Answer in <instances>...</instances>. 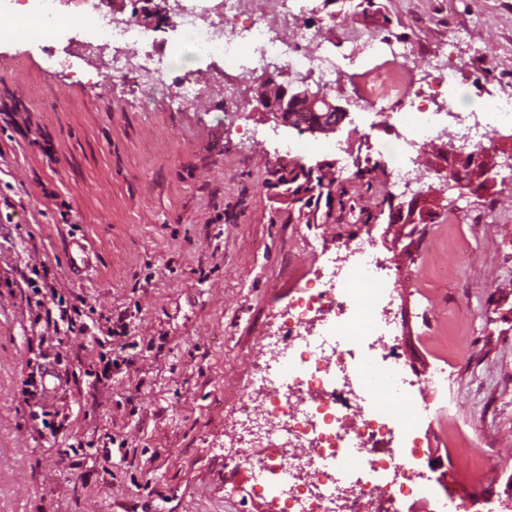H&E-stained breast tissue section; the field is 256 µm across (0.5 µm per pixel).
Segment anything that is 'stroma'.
<instances>
[{
  "instance_id": "obj_1",
  "label": "stroma",
  "mask_w": 512,
  "mask_h": 512,
  "mask_svg": "<svg viewBox=\"0 0 512 512\" xmlns=\"http://www.w3.org/2000/svg\"><path fill=\"white\" fill-rule=\"evenodd\" d=\"M329 19L330 46L358 58L330 96L346 114L329 133L258 108L260 75L242 78L238 122L225 121L216 82L203 108L172 112L160 98L145 112L140 88L102 59L61 66L44 39L0 43V57L25 66L0 67V102L30 120L28 135L0 133V512H276L224 452L239 436L229 396L264 366L319 251L357 237L374 240L395 285L403 376H448L447 389L417 394L430 405L418 445L434 492L411 512L468 496L456 474L469 444L498 463L487 485L497 512L512 474V183L494 174L512 135L464 185L487 201L472 223H449L456 202L439 184L392 196L379 145L393 131L352 92L380 60L343 36H409L421 57L451 50L450 90L459 108L477 109L512 98V0H309L305 22ZM460 27L469 42L449 45ZM296 167L329 187L294 194L280 177ZM461 232L478 259L452 280ZM74 234L98 255L76 275L65 264ZM41 266L68 305L93 313L53 348L32 335L21 287ZM120 316L131 345L105 377L101 327ZM53 366L69 382L34 412L22 383Z\"/></svg>"
}]
</instances>
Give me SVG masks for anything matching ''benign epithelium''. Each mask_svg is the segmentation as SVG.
Listing matches in <instances>:
<instances>
[{
	"mask_svg": "<svg viewBox=\"0 0 512 512\" xmlns=\"http://www.w3.org/2000/svg\"><path fill=\"white\" fill-rule=\"evenodd\" d=\"M298 87L293 89L289 85L272 84V91L257 98L258 106L276 116V119L284 125L296 123L295 115L301 109H309L316 113L317 120L308 126L315 133L333 132L341 122L345 109L328 100L321 87L311 89L308 79L296 80ZM448 157L456 164L475 168L478 159L475 155L465 150L464 146L450 145Z\"/></svg>",
	"mask_w": 512,
	"mask_h": 512,
	"instance_id": "obj_1",
	"label": "benign epithelium"
}]
</instances>
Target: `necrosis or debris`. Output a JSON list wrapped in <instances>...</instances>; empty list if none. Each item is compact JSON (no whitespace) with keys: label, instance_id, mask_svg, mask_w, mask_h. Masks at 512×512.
I'll return each instance as SVG.
<instances>
[{"label":"necrosis or debris","instance_id":"4bbe7bcc","mask_svg":"<svg viewBox=\"0 0 512 512\" xmlns=\"http://www.w3.org/2000/svg\"><path fill=\"white\" fill-rule=\"evenodd\" d=\"M19 28L0 31V41L32 30L56 37L59 29L80 26L90 37L66 46V56L85 58L108 53L115 76L129 77L142 91L144 111H152L162 83L164 62L179 45L128 13L125 0H78L80 9L63 11L64 0H26ZM306 0H170L167 21L184 42L202 54L219 57L224 66L214 75L224 87V118L238 120L243 94L241 70L266 71L275 64L296 77L314 76L325 90L336 87L340 65L325 49L318 27L302 16ZM386 58L367 72L356 94L365 110L401 129L381 152L392 162L391 186L408 190L427 176L411 154L439 125L426 96L448 92V56H430L434 76L430 90L414 89L408 40L353 32ZM455 124L453 136L479 152L492 147L498 128L512 127V102L487 111L459 112L447 102ZM331 267L288 305L281 335L272 336L268 363L259 377V393L234 397L246 432L264 431L268 418L287 419L284 436H268L262 451L239 447L254 473L260 494L281 502L280 512H406L408 497L430 490V479L416 465L419 447L415 423L406 422L383 398L399 387L394 373L377 368L371 354L356 349L372 336H387L393 301L389 281L377 279L380 262L372 241L348 242L331 257ZM354 418L352 427L343 419Z\"/></svg>","mask_w":512,"mask_h":512}]
</instances>
